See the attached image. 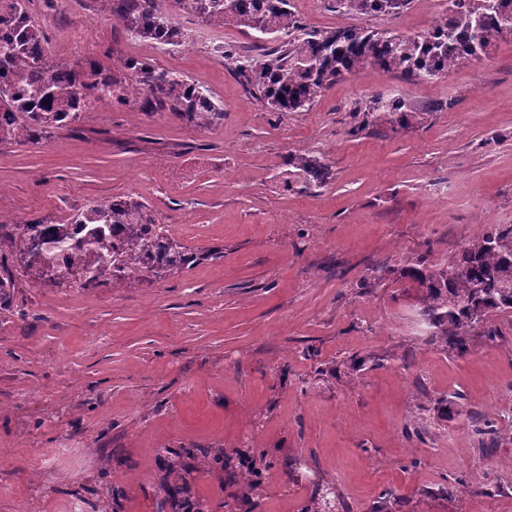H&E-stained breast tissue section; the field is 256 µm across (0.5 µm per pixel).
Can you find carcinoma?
<instances>
[{
  "label": "carcinoma",
  "mask_w": 512,
  "mask_h": 512,
  "mask_svg": "<svg viewBox=\"0 0 512 512\" xmlns=\"http://www.w3.org/2000/svg\"><path fill=\"white\" fill-rule=\"evenodd\" d=\"M110 9L134 38L178 47L184 33L173 24L160 0H107ZM180 9L210 24L235 22L249 29L263 23L266 39L279 45L261 57L243 54L232 45L217 52L234 64L235 74L250 93L275 112H304L338 79L372 65L383 73L416 78L424 71L445 74L478 46L488 49L502 37L499 10L512 11V0H500L488 10L481 0L448 8L431 31L421 37L395 35L388 39L374 31L349 27L309 30L290 9V0L269 7L265 0H176ZM389 0H332L348 15L384 13ZM29 0H0V144L37 141L51 130L74 123L98 94L112 102L117 90L141 100L147 114L169 110L198 125H212L224 113L204 92L188 81L151 63L128 59L123 68L129 80L112 75L95 63L84 70L59 64L44 51L43 36L32 24ZM382 111L400 127L418 118L402 97L387 103L377 98L366 105L368 117ZM288 166L303 186H320L329 170L318 158L291 155ZM0 254L27 269L50 263L58 285L97 288L114 280L153 274L155 269L178 273L211 255L194 251L170 230L155 223L146 204L131 199L91 201L58 219H34L0 224ZM403 275L424 289L421 321L435 343L459 353L466 350L471 330L489 317L512 311V224H489L445 264L424 257L409 262Z\"/></svg>",
  "instance_id": "obj_1"
}]
</instances>
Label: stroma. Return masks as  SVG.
<instances>
[{"label":"stroma","instance_id":"1","mask_svg":"<svg viewBox=\"0 0 512 512\" xmlns=\"http://www.w3.org/2000/svg\"><path fill=\"white\" fill-rule=\"evenodd\" d=\"M446 7L350 16L291 0L310 29L412 37ZM165 8L182 46L128 36L106 0L29 5L53 60L154 64L203 85L224 119L203 127L129 99L2 144L0 223L131 198L220 255L89 290L13 267L0 512H315L322 481L348 512H512V313L494 316L495 341L476 329L465 354L444 350L400 275L419 253L443 264L485 225L512 224V38L446 75L350 74L280 115L216 51L251 48V30ZM397 95L418 122L379 112L362 127L361 105ZM308 150L329 180L286 186L289 156Z\"/></svg>","mask_w":512,"mask_h":512}]
</instances>
